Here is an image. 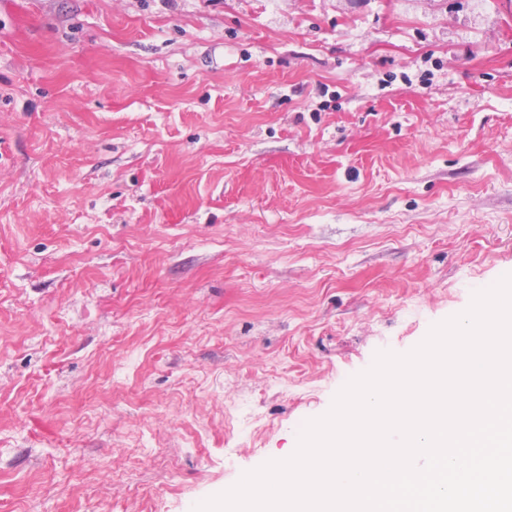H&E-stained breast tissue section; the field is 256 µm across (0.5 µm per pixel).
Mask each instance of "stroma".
Segmentation results:
<instances>
[{"mask_svg":"<svg viewBox=\"0 0 512 512\" xmlns=\"http://www.w3.org/2000/svg\"><path fill=\"white\" fill-rule=\"evenodd\" d=\"M512 274V0H0V512H193Z\"/></svg>","mask_w":512,"mask_h":512,"instance_id":"stroma-1","label":"stroma"}]
</instances>
